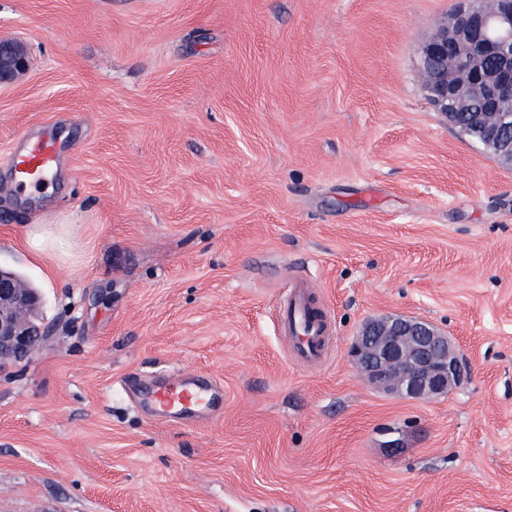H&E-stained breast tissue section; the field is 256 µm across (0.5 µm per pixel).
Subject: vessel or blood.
I'll return each instance as SVG.
<instances>
[{"mask_svg":"<svg viewBox=\"0 0 512 512\" xmlns=\"http://www.w3.org/2000/svg\"><path fill=\"white\" fill-rule=\"evenodd\" d=\"M60 150L53 135L26 139L13 156L17 185L24 190L47 183L54 175ZM278 328L291 341L292 354L301 363L318 366L325 362L333 339L332 319L327 310L316 306L308 291V281L294 279L281 296L276 313ZM141 406L153 417L209 414L224 405V389L197 376L181 379L178 390L157 385L139 391Z\"/></svg>","mask_w":512,"mask_h":512,"instance_id":"vessel-or-blood-1","label":"vessel or blood"}]
</instances>
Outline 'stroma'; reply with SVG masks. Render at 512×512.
Listing matches in <instances>:
<instances>
[{
    "instance_id": "35a3bbf8",
    "label": "stroma",
    "mask_w": 512,
    "mask_h": 512,
    "mask_svg": "<svg viewBox=\"0 0 512 512\" xmlns=\"http://www.w3.org/2000/svg\"><path fill=\"white\" fill-rule=\"evenodd\" d=\"M458 6L0 0L30 61L0 85V268L48 329L0 369V512H512V167L420 65ZM45 132L37 197L11 160ZM300 270L336 325L317 367L275 323ZM386 314L455 338L448 396L357 370ZM182 373L222 410L134 404Z\"/></svg>"
}]
</instances>
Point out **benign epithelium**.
Segmentation results:
<instances>
[{"instance_id":"7a95c632","label":"benign epithelium","mask_w":512,"mask_h":512,"mask_svg":"<svg viewBox=\"0 0 512 512\" xmlns=\"http://www.w3.org/2000/svg\"><path fill=\"white\" fill-rule=\"evenodd\" d=\"M421 49L429 99L443 112L470 115L471 130L512 164V0H463ZM24 52L0 44V84L27 68ZM36 289L0 270V362L20 358L44 336L35 321ZM353 363L376 389L405 399L445 396L462 378L456 344L430 324L399 315L368 320L350 349Z\"/></svg>"}]
</instances>
